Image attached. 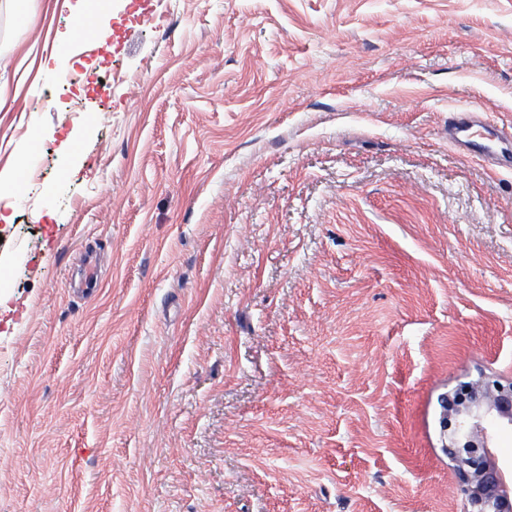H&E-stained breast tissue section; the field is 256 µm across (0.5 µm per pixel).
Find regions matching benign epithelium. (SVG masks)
Instances as JSON below:
<instances>
[{
	"mask_svg": "<svg viewBox=\"0 0 512 512\" xmlns=\"http://www.w3.org/2000/svg\"><path fill=\"white\" fill-rule=\"evenodd\" d=\"M442 404L445 452L465 512H512V465L493 451L496 430L512 428V383L482 376L460 383Z\"/></svg>",
	"mask_w": 512,
	"mask_h": 512,
	"instance_id": "1",
	"label": "benign epithelium"
}]
</instances>
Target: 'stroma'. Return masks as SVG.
Instances as JSON below:
<instances>
[{"label": "stroma", "instance_id": "stroma-1", "mask_svg": "<svg viewBox=\"0 0 512 512\" xmlns=\"http://www.w3.org/2000/svg\"><path fill=\"white\" fill-rule=\"evenodd\" d=\"M0 14V68L74 31ZM0 112V512H463L512 381V0H83ZM46 218L34 221L33 215ZM472 112L457 111L448 115V141L466 158L491 162L499 168H512V133L499 129V136L483 134L474 127L494 123L487 115L479 121ZM445 452L457 473L465 512H512V464L493 451L496 430L512 429V383L481 376L441 399Z\"/></svg>", "mask_w": 512, "mask_h": 512}]
</instances>
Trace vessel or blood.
Returning a JSON list of instances; mask_svg holds the SVG:
<instances>
[{
  "label": "vessel or blood",
  "mask_w": 512,
  "mask_h": 512,
  "mask_svg": "<svg viewBox=\"0 0 512 512\" xmlns=\"http://www.w3.org/2000/svg\"><path fill=\"white\" fill-rule=\"evenodd\" d=\"M448 141L463 157L487 161L500 168H512V133L483 134L477 130L472 113H449Z\"/></svg>",
  "instance_id": "obj_1"
}]
</instances>
